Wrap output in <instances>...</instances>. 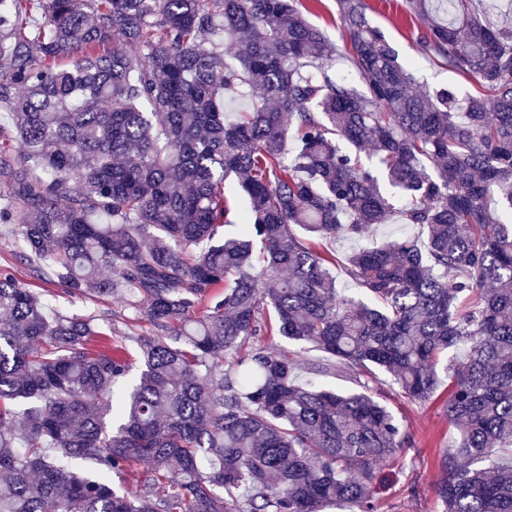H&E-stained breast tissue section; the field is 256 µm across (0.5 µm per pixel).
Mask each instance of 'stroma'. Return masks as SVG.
Listing matches in <instances>:
<instances>
[{
	"instance_id": "35a3bbf8",
	"label": "stroma",
	"mask_w": 512,
	"mask_h": 512,
	"mask_svg": "<svg viewBox=\"0 0 512 512\" xmlns=\"http://www.w3.org/2000/svg\"><path fill=\"white\" fill-rule=\"evenodd\" d=\"M367 16L397 50L401 62L412 66L415 89L434 92L448 86L459 94L471 90V82L448 70L432 65L418 40V22L406 8V0H367ZM11 273L27 288L42 294L53 308L68 315L95 319L102 330L121 337L127 331L149 335V325L129 327L119 298L92 299L81 294H67L54 284L32 279L13 240L0 236V271ZM374 391L401 422L409 442L400 448L381 470L384 487L376 502L375 512H439L435 483L440 477L438 460L443 450L457 437L445 412L447 387H440L427 402L404 397L398 385L380 376Z\"/></svg>"
}]
</instances>
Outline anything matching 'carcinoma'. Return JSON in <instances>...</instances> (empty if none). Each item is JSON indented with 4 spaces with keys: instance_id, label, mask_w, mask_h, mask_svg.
Instances as JSON below:
<instances>
[{
    "instance_id": "carcinoma-1",
    "label": "carcinoma",
    "mask_w": 512,
    "mask_h": 512,
    "mask_svg": "<svg viewBox=\"0 0 512 512\" xmlns=\"http://www.w3.org/2000/svg\"><path fill=\"white\" fill-rule=\"evenodd\" d=\"M300 2L0 6V140L23 146L0 150V224L32 278L118 293L153 331L135 356L93 350L91 320L0 273V512H375L408 441L379 372L421 402L451 373L441 512H512V25L484 0H408L430 60L476 80L461 109L413 90L365 0H337L342 47ZM244 84L258 98L229 119ZM396 211L427 249L359 248L361 297L340 296L325 243ZM273 333L323 353L310 378L296 349H243Z\"/></svg>"
}]
</instances>
